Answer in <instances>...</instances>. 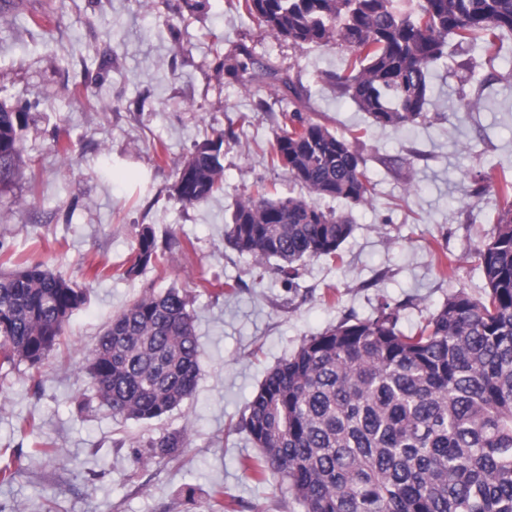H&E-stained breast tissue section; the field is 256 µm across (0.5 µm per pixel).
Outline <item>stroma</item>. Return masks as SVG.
I'll list each match as a JSON object with an SVG mask.
<instances>
[{
  "label": "stroma",
  "mask_w": 512,
  "mask_h": 512,
  "mask_svg": "<svg viewBox=\"0 0 512 512\" xmlns=\"http://www.w3.org/2000/svg\"><path fill=\"white\" fill-rule=\"evenodd\" d=\"M240 46L301 82L304 116L346 136L365 131L369 200L316 201L352 215L342 258L306 261L289 286L276 262L257 264L227 241L236 202L255 186L301 192L269 159L281 87L268 78L245 87L224 73ZM347 55L333 42L275 38L227 0H0V101L25 114L21 159L0 183V272L11 256L39 260L87 294L41 368L0 369V462L20 471L0 484V512H208L217 489L233 512H303L278 474L259 481L242 470L259 450L236 426L267 372L346 316L369 318L387 303L408 332L458 291L482 298L473 252L501 199L474 178L492 168L512 175V54L490 62L449 46L424 118L400 130L370 125L333 89ZM464 96L478 107L464 111ZM219 135L223 191L180 203L177 169ZM145 226L181 248L124 275ZM441 249L454 276L440 271ZM170 287L186 293L194 316L196 390L147 423L112 416L85 370L89 354L113 316ZM26 420L34 433L22 430ZM175 430L189 438L177 458L138 463L149 439Z\"/></svg>",
  "instance_id": "35a3bbf8"
}]
</instances>
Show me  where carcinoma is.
Returning a JSON list of instances; mask_svg holds the SVG:
<instances>
[{"label":"carcinoma","instance_id":"carcinoma-1","mask_svg":"<svg viewBox=\"0 0 512 512\" xmlns=\"http://www.w3.org/2000/svg\"><path fill=\"white\" fill-rule=\"evenodd\" d=\"M275 38L336 42L349 50L331 76L370 123L402 129L424 117L431 68L448 44L492 62L512 40V0H236ZM254 64L244 47L224 57L238 78ZM24 114L0 102V181L22 149ZM223 136L198 145L176 172L183 204L223 188ZM271 164L315 197L359 205L372 183L353 142L326 124L288 113L272 142ZM491 237L473 253L484 298L451 295L406 334L389 305L369 319L347 318L304 340L265 376L239 423L260 450L243 470L281 475L305 512H512V179ZM353 232L345 214L304 197L274 198L263 186L239 201L228 240L259 263L278 261L293 278L307 259H342ZM152 229L142 228L124 274L155 266ZM0 273V366L38 368L87 295L40 261ZM188 301L177 288L145 293L112 317L87 371L114 416L158 419L189 398L200 375ZM187 444L184 431L148 441L138 462H161Z\"/></svg>","mask_w":512,"mask_h":512}]
</instances>
